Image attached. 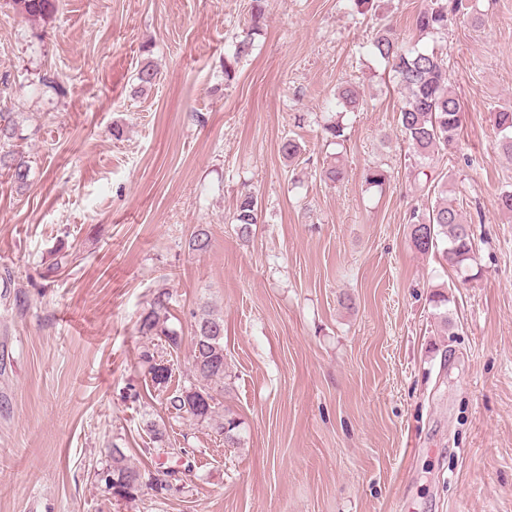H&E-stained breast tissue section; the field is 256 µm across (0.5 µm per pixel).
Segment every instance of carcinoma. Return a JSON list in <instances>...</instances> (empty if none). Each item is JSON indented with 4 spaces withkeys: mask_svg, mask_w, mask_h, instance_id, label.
<instances>
[{
    "mask_svg": "<svg viewBox=\"0 0 512 512\" xmlns=\"http://www.w3.org/2000/svg\"><path fill=\"white\" fill-rule=\"evenodd\" d=\"M12 2L14 9L32 22L46 21L53 10V0ZM266 2L252 0L251 26L247 37L224 57L225 81L233 80L238 63L248 55L251 36L264 19ZM462 7L463 0H455L451 8L444 0H431V4L420 11L415 20L418 40L406 44L395 37L390 29L380 28L371 36L368 45L369 53L394 73L397 86L402 90L398 121L417 166L424 165L426 160L439 152L453 153L457 145L462 112L458 98L448 86V67L435 50L419 46V40L445 34L448 30V10L457 11ZM335 99L347 112H357L364 105L359 90L350 84L338 87ZM493 123L497 133L495 148L512 158V109L493 113ZM16 130V123L10 114L1 112L0 141L14 139ZM344 130L342 118L338 117L322 125L321 136L339 145L344 141ZM0 169L8 170L18 187L27 186L30 167L22 152H0ZM320 177L336 184L343 180L344 168L336 159L321 168ZM440 194L442 197L428 212L411 213V245L422 255L441 253L448 264L462 271L470 267L473 261L470 225L463 221L455 200L448 197V190L444 188ZM257 221V196L245 191L237 199L233 214L238 237L248 239ZM210 246L209 229L202 224L195 226L188 240L189 250L205 253ZM171 298L170 292L163 288L154 291L147 308L138 317L137 331L150 341L158 339L164 342L169 353L177 354L182 349L184 337L182 331L169 324ZM192 317L191 367L189 374L176 387L169 388L172 378L170 366L158 362L150 348L142 350L139 359L152 384L165 389V407L172 418L186 416L198 425L204 424L222 436L225 445L236 447L240 444V422L234 413L226 409L224 417L217 419L228 367L224 356V316L205 303L192 312ZM166 453L176 458L177 465L160 472L149 482L150 489L158 495L181 484L184 471L180 463L190 461L195 456V449L182 446L168 448ZM98 476L111 491L112 497L118 500L134 497L144 485L140 469L118 447L112 449V464L102 469Z\"/></svg>",
    "mask_w": 512,
    "mask_h": 512,
    "instance_id": "cac0c4a2",
    "label": "carcinoma"
}]
</instances>
